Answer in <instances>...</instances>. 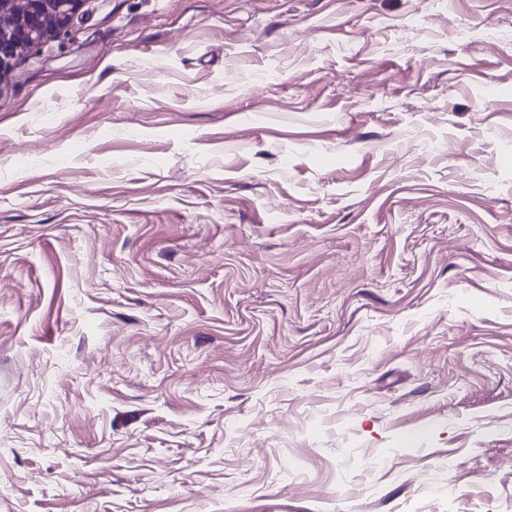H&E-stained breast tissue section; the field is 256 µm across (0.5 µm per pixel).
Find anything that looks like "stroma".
<instances>
[{
  "label": "stroma",
  "mask_w": 512,
  "mask_h": 512,
  "mask_svg": "<svg viewBox=\"0 0 512 512\" xmlns=\"http://www.w3.org/2000/svg\"><path fill=\"white\" fill-rule=\"evenodd\" d=\"M0 512H512V0H83L18 58Z\"/></svg>",
  "instance_id": "obj_1"
}]
</instances>
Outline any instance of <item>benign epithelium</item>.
<instances>
[{
  "label": "benign epithelium",
  "mask_w": 512,
  "mask_h": 512,
  "mask_svg": "<svg viewBox=\"0 0 512 512\" xmlns=\"http://www.w3.org/2000/svg\"><path fill=\"white\" fill-rule=\"evenodd\" d=\"M82 0H0V81L29 48L68 28Z\"/></svg>",
  "instance_id": "1"
}]
</instances>
